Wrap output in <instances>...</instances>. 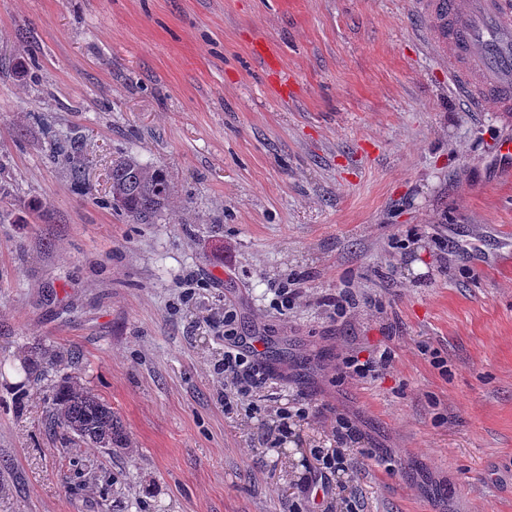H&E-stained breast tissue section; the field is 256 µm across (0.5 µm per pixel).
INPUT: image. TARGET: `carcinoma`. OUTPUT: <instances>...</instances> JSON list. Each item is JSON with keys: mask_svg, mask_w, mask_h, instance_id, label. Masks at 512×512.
I'll list each match as a JSON object with an SVG mask.
<instances>
[{"mask_svg": "<svg viewBox=\"0 0 512 512\" xmlns=\"http://www.w3.org/2000/svg\"><path fill=\"white\" fill-rule=\"evenodd\" d=\"M110 180L112 208L133 224L152 223L172 203V183L156 165L124 158L112 165ZM52 405L54 425L78 441L107 450L126 444L112 407L79 382L57 386Z\"/></svg>", "mask_w": 512, "mask_h": 512, "instance_id": "1", "label": "carcinoma"}]
</instances>
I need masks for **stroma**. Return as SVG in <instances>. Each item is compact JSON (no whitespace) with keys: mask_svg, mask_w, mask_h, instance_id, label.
Here are the masks:
<instances>
[{"mask_svg":"<svg viewBox=\"0 0 512 512\" xmlns=\"http://www.w3.org/2000/svg\"><path fill=\"white\" fill-rule=\"evenodd\" d=\"M423 7L0 0V512H288L334 446V512H512V184L490 168L512 123L449 92ZM127 157L169 175L157 223L112 208ZM228 307L281 356L230 410ZM67 377L124 447L50 429ZM393 357L394 355L390 350L384 349L375 359L362 363L358 359H344L339 369L341 370L342 377L361 380L370 373L375 375L381 370L389 368ZM314 463L310 466L308 475L302 482L305 493H311L318 486L324 495L329 493L333 476L347 469V460L337 448H316L313 452ZM312 495V493H311Z\"/></svg>","mask_w":512,"mask_h":512,"instance_id":"stroma-1","label":"stroma"}]
</instances>
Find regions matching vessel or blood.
<instances>
[{
    "mask_svg": "<svg viewBox=\"0 0 512 512\" xmlns=\"http://www.w3.org/2000/svg\"><path fill=\"white\" fill-rule=\"evenodd\" d=\"M426 25L448 79L475 112L494 102L512 122V0H425Z\"/></svg>",
    "mask_w": 512,
    "mask_h": 512,
    "instance_id": "vessel-or-blood-1",
    "label": "vessel or blood"
}]
</instances>
